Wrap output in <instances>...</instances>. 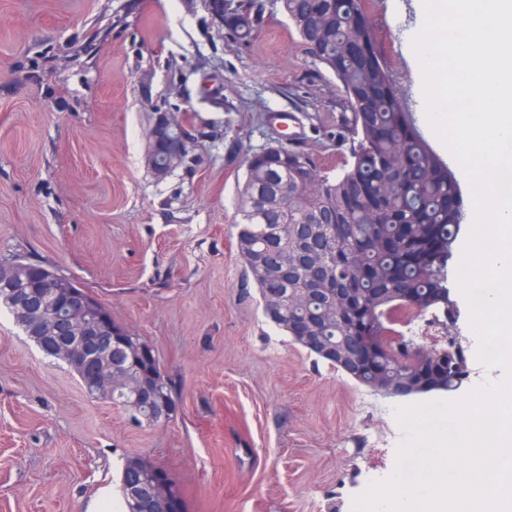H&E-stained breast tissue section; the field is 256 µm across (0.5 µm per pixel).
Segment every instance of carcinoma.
I'll return each instance as SVG.
<instances>
[{"instance_id": "obj_1", "label": "carcinoma", "mask_w": 512, "mask_h": 512, "mask_svg": "<svg viewBox=\"0 0 512 512\" xmlns=\"http://www.w3.org/2000/svg\"><path fill=\"white\" fill-rule=\"evenodd\" d=\"M312 60L332 73L351 110L348 150L341 172L327 175L310 152L278 143L245 155V179L236 201V248L258 289L267 320L308 348L299 322L318 313L317 335L336 369V344L353 336L374 337L354 380L375 392L389 379L406 384L415 366L395 351L424 344L405 331L428 312L446 325L457 313L448 287L467 225L457 183L415 128L394 71L377 43L368 0H277ZM262 0H248L220 16L218 26L247 40L262 18ZM148 166L167 176L161 118L148 133ZM20 260L0 262V308L31 334L15 290L33 294L44 314L57 307V292L38 279L25 280ZM345 289V296L336 289ZM415 297L419 306L410 304ZM110 347L89 349L77 364L51 350L62 335L33 337L41 350L65 362L88 384L94 368L112 364L120 382L112 404L139 424L169 423L176 411L174 388L160 361L148 366L127 344L141 336L112 323ZM450 338L446 357L422 370L426 388L412 396L451 392L467 379L466 356ZM156 467L129 456L119 475L120 512H146Z\"/></svg>"}]
</instances>
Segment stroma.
<instances>
[{
    "instance_id": "obj_1",
    "label": "stroma",
    "mask_w": 512,
    "mask_h": 512,
    "mask_svg": "<svg viewBox=\"0 0 512 512\" xmlns=\"http://www.w3.org/2000/svg\"><path fill=\"white\" fill-rule=\"evenodd\" d=\"M419 0L370 15L407 106L423 112L411 43ZM244 43L205 0H0V260L78 279L158 354L179 402L138 426L91 399L0 312V512H109L126 457L165 468L182 512H353L396 466L398 408L267 322L236 250L246 153L286 140L338 173L350 117L274 0ZM100 36H93V29ZM205 129L194 172L147 165L155 112ZM281 113L293 125L277 122ZM427 345L459 337L462 399L500 379L478 357L465 297Z\"/></svg>"
}]
</instances>
